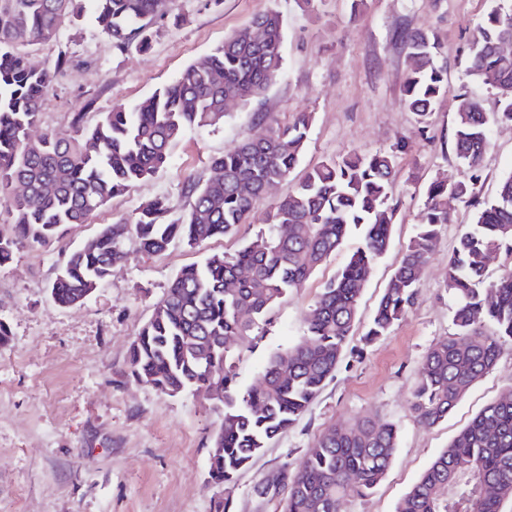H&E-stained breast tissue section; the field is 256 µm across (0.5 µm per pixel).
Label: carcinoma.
<instances>
[{"label":"carcinoma","mask_w":512,"mask_h":512,"mask_svg":"<svg viewBox=\"0 0 512 512\" xmlns=\"http://www.w3.org/2000/svg\"><path fill=\"white\" fill-rule=\"evenodd\" d=\"M162 7L160 0H92L94 22L120 55L149 48L158 34L155 24L165 17ZM84 8V0H0V203L11 226L10 233H0V266L22 246H48L66 227L87 223L112 198L164 168L187 130L223 122L224 96L257 98L283 72V20L269 10L134 105L115 104L92 126L84 125L78 112L71 133L46 131L34 140L31 130L67 58L60 53L53 68L37 67L18 48L54 41L64 19ZM507 40H512V13L496 6L474 34L469 74L498 90L499 111L489 114L461 96L454 150L470 176L430 185L420 222L361 337L367 345L387 335L415 304L420 269L448 223V195L477 208L444 275L454 298L455 332L431 346L417 369L411 409L428 426L447 418L494 368L502 343L512 342V266L494 280L487 274L491 253L512 256V175L489 200L476 192L492 126L512 122V57L498 52ZM402 42L409 62L405 101L423 121L448 89L435 63L438 43L422 31L403 34ZM311 125L312 115L303 113L288 124L260 126L212 159L213 175L185 181L183 208L159 197L135 216L104 225L66 256L51 286L54 302L76 305L107 282L131 235L150 255L165 252L176 240L199 246L233 235L267 188L290 177ZM394 177L395 158L382 152H352L313 167L267 212L266 232L233 254H212L183 268L131 343L127 366L135 381L172 397L206 388L224 405L209 457L213 484L230 489L270 440L298 423L334 377L359 320L370 271L391 245ZM17 181L27 187V196L11 194ZM353 228L362 231L360 243L324 282L302 336L270 355L259 385L239 388L226 338L248 342L270 311L336 254ZM397 446L392 422L333 426L296 465L283 467L265 485L280 499L282 512H344L349 496H365L379 484ZM508 501L512 389L434 458L395 512H503Z\"/></svg>","instance_id":"carcinoma-1"}]
</instances>
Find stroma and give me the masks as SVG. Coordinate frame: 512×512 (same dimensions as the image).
<instances>
[{
  "mask_svg": "<svg viewBox=\"0 0 512 512\" xmlns=\"http://www.w3.org/2000/svg\"><path fill=\"white\" fill-rule=\"evenodd\" d=\"M512 0H319L302 11L296 0H169L168 18L143 52L117 54L91 11L62 23L56 41L28 47L32 63L53 65L59 52L70 64L56 75L41 113L42 126L69 132L74 113L94 123L113 104H133L174 81L225 36L267 10L284 21V69L268 91L229 106L223 123L188 130L167 165L113 198L86 224L72 225L47 248H24L0 267V512H278L277 499L257 486L282 466L297 463L305 448L331 426L364 419L391 421L399 444L388 472L365 497L353 495L346 512H395L397 502L432 460L487 405L512 386V344L503 345L492 372L479 379L433 426L410 410L417 368L426 351L453 333L451 295L443 284L448 259L462 230L474 220L453 200L441 239L421 270L414 307L391 332L345 359L298 424L272 440L231 490L209 479L211 439L224 419L222 404L188 392L171 397L127 374L129 348L180 270L209 254L234 252L240 241L264 231L270 207L319 162L359 151L394 154L396 175L392 245L373 267L352 331L359 345L378 298L419 222L426 191L435 181L463 178L454 151L460 94L483 111L499 107L497 89L467 73L473 35L492 7ZM422 30L440 43L439 65L448 91L418 123L404 95L408 60L403 33ZM303 112L313 123L302 159L287 181L269 189L235 237L200 247L176 241L160 255L141 252L136 238L108 281L77 305L62 307L51 286L66 255L101 225L131 216L145 202L165 197L182 204L188 176L209 171L257 122L276 126ZM512 174V123L494 125L481 167V198L494 196ZM359 242L350 237L304 288L277 304L252 343L234 345L233 371L240 388L257 385L268 357L301 336L322 283Z\"/></svg>",
  "mask_w": 512,
  "mask_h": 512,
  "instance_id": "obj_1",
  "label": "stroma"
}]
</instances>
